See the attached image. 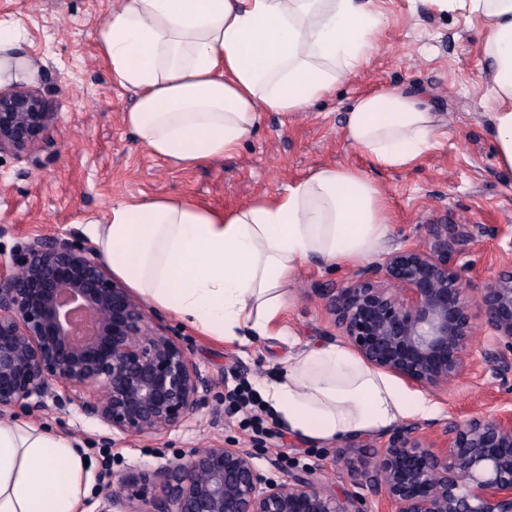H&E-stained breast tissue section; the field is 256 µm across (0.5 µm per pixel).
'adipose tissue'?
I'll return each instance as SVG.
<instances>
[{"label":"adipose tissue","mask_w":512,"mask_h":512,"mask_svg":"<svg viewBox=\"0 0 512 512\" xmlns=\"http://www.w3.org/2000/svg\"><path fill=\"white\" fill-rule=\"evenodd\" d=\"M481 18V55L498 166L512 172V0H432ZM385 29L372 0H118L98 30L113 81L137 90L125 125L156 157L184 166L235 153L263 113L304 111L369 61ZM24 29L0 20V83L35 78ZM443 115L386 86L359 94L344 137L381 168H404L439 145ZM387 199L361 170L313 169L274 197L216 210L163 196L112 205L92 223L98 256L154 306L232 341L266 334L288 285L313 258L351 265L387 238ZM264 398L293 435L333 443L383 434L429 412L346 345H304ZM77 439L0 418V512H79L91 491Z\"/></svg>","instance_id":"1"}]
</instances>
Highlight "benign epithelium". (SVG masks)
<instances>
[{
  "mask_svg": "<svg viewBox=\"0 0 512 512\" xmlns=\"http://www.w3.org/2000/svg\"><path fill=\"white\" fill-rule=\"evenodd\" d=\"M57 113L30 87L0 88V154L21 152ZM466 217L429 225L426 245L396 251L371 275L327 292V306L371 367L433 392L465 369L473 307L490 330L485 359L512 391V271L473 296L453 259ZM112 433L161 435L208 400L209 380L179 337L149 324L144 303L94 249L31 238L0 272V417L61 400ZM409 424L374 455L359 483L392 512H512V411L474 417L426 441ZM248 447L213 446L153 471L131 469L97 512H367L364 495L329 494L310 469L267 477Z\"/></svg>",
  "mask_w": 512,
  "mask_h": 512,
  "instance_id": "7a95c632",
  "label": "benign epithelium"
}]
</instances>
